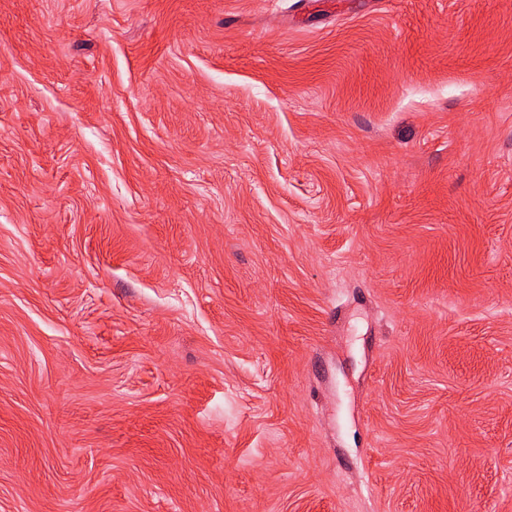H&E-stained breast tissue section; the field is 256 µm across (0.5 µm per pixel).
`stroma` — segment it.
<instances>
[{"mask_svg": "<svg viewBox=\"0 0 512 512\" xmlns=\"http://www.w3.org/2000/svg\"><path fill=\"white\" fill-rule=\"evenodd\" d=\"M0 512H512V0H0Z\"/></svg>", "mask_w": 512, "mask_h": 512, "instance_id": "obj_1", "label": "stroma"}]
</instances>
